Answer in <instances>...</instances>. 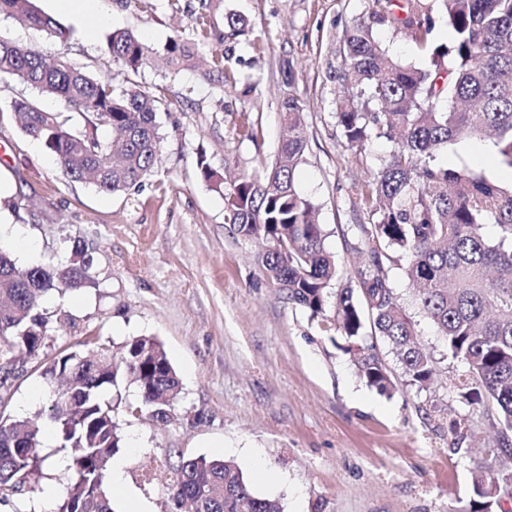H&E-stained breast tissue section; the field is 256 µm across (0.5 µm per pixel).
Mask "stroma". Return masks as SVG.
Returning <instances> with one entry per match:
<instances>
[{
    "label": "stroma",
    "instance_id": "1",
    "mask_svg": "<svg viewBox=\"0 0 512 512\" xmlns=\"http://www.w3.org/2000/svg\"><path fill=\"white\" fill-rule=\"evenodd\" d=\"M33 4L54 16L68 34L73 61L90 72L115 31L159 47L174 29L189 27L191 8L206 7L218 34L226 13L248 20L228 42L233 68L256 84L250 95L218 96L201 68L111 69L115 86L162 96L159 159L139 190L103 194L69 181L42 143L23 135L10 116L0 117V225L12 228L0 247L22 268L58 265L76 244L93 257L95 287L54 293L44 303L47 353L86 337L117 349L148 336L163 345L181 382L166 425L139 410L134 384L107 391L118 401L124 437L114 512H124L130 497L145 512H165L170 466L181 453L234 460L254 491L277 500L283 512H464L474 475L494 464L488 453L497 444L493 408L466 404L454 391L468 368L449 356L401 267L392 265L390 281L434 359L436 383L421 393L407 386L390 347L377 338L373 344L398 386L388 397L360 378L329 321L288 304L266 282L258 245L226 224L222 194L197 169L202 153L221 175L260 171L280 145L282 100L304 103L308 148L297 189L317 205L337 282L345 284L359 263L350 227L370 221L359 195L392 149L380 138L365 153L351 151L334 116L342 33L369 0H154L150 12L129 0H97L110 22L96 28L54 12L50 0ZM288 64L289 82L281 74ZM436 159L502 176L485 139L449 143ZM62 313L73 327L59 328ZM52 389L30 373L10 400L13 414L39 416L49 448L57 442L44 416ZM459 418L466 421L460 438L449 430ZM260 464L279 482L262 481ZM68 478L66 470H48L44 480L54 491L37 489L31 499L0 505V512H53Z\"/></svg>",
    "mask_w": 512,
    "mask_h": 512
}]
</instances>
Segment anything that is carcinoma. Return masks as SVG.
I'll return each instance as SVG.
<instances>
[{
    "label": "carcinoma",
    "mask_w": 512,
    "mask_h": 512,
    "mask_svg": "<svg viewBox=\"0 0 512 512\" xmlns=\"http://www.w3.org/2000/svg\"><path fill=\"white\" fill-rule=\"evenodd\" d=\"M436 2L453 29L451 47L433 42L435 17L427 0H373L342 35L335 118L345 145L363 154L374 138L393 143L361 192L371 222L351 231L366 258L344 287L332 288L338 272L316 220L317 205L296 190L307 149L299 100L282 101L285 135L262 171L226 186L202 154L197 168L202 180L224 191L227 223L263 245L264 278L311 317L333 313L330 323L344 338L359 375L386 395L396 386L374 346L364 344L368 332L391 347L407 385L422 392L434 383L432 357L416 339L389 278L390 265L405 261L417 305L443 337L448 355L471 374L458 395L468 403L486 399L497 408L500 468L474 481L469 503V512H496L495 479L512 478V445L506 442L512 433V184L445 167L436 152L461 137H488L499 163L512 170V0ZM206 10L203 4L191 12V34L176 30L158 48L129 31L113 32L100 67L135 73L156 65L174 73L195 68L199 45L215 38ZM2 14L57 38L58 46L48 58L36 48L0 39V80L16 78L37 93L0 105V115L13 113L21 132L52 152L73 181L104 194L140 185L158 161V97L136 88L119 90L109 76L73 65L66 32L31 0H0ZM382 28L428 54L431 68L389 54L376 37ZM229 60L225 49L211 57L208 74L221 91L238 82ZM44 97L63 101L82 123L45 109ZM100 127L110 128L112 137L100 140ZM486 224L497 227V240L484 236ZM92 267L81 246L73 247L66 263L49 267L20 268L0 250V341L5 343L0 357L31 360L44 379L65 381L50 406L58 433L51 451L37 421L12 415L8 402H0V503L35 491L58 456L71 477L55 512H114L108 470L122 437L114 406L101 394L123 378L137 386L141 406L155 422L172 420L180 381L156 339L132 337L117 353L86 341L82 350L44 352L49 339L44 298L95 286ZM168 497L172 512L185 506L196 512H282L223 457L178 454Z\"/></svg>",
    "instance_id": "obj_1"
}]
</instances>
